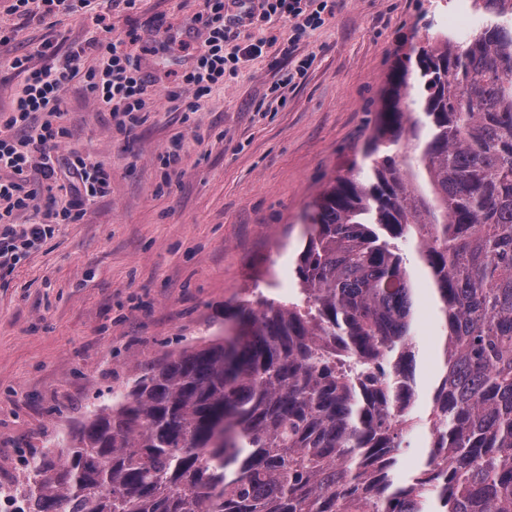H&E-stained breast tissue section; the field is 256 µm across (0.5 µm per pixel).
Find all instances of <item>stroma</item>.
I'll list each match as a JSON object with an SVG mask.
<instances>
[{
    "instance_id": "1",
    "label": "stroma",
    "mask_w": 512,
    "mask_h": 512,
    "mask_svg": "<svg viewBox=\"0 0 512 512\" xmlns=\"http://www.w3.org/2000/svg\"><path fill=\"white\" fill-rule=\"evenodd\" d=\"M11 5L0 0V32L11 36L0 44L5 59L27 54L41 66L32 51L44 40L64 52L94 29L90 11L43 20ZM203 9L202 0H138L134 11L108 12L113 38L137 31L134 52L156 87L132 133L97 107L82 78L62 96L59 162L76 151L104 164L110 190L0 275L1 488L33 486L31 458L66 443L142 365L224 335L241 305L293 296L308 216L361 158L398 56L471 14L467 0H337L334 15L300 40L275 23L277 46L187 112L168 94L193 66ZM286 43L293 49L284 55ZM306 57V74L269 103L268 88ZM176 140L180 170L167 177L158 157ZM412 269L418 398L405 472L426 443L441 368L433 284L421 264Z\"/></svg>"
}]
</instances>
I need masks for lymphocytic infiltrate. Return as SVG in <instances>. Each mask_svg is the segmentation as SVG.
Returning <instances> with one entry per match:
<instances>
[{"instance_id": "lymphocytic-infiltrate-1", "label": "lymphocytic infiltrate", "mask_w": 512, "mask_h": 512, "mask_svg": "<svg viewBox=\"0 0 512 512\" xmlns=\"http://www.w3.org/2000/svg\"><path fill=\"white\" fill-rule=\"evenodd\" d=\"M331 10L329 0H251L242 18L235 20L225 16L224 0H204V11L197 17L203 43L192 69L180 78L181 87L192 94L187 111H198L201 99L223 82L225 73L238 72L270 45L267 37L239 44V24L284 22L291 24L299 38L307 30L324 25V15ZM95 25L83 46L67 53H58L52 43H41L39 54L45 60L41 67H29L25 56L5 62L6 68L24 73L25 83L10 111L0 113V172L8 174L7 179H0V223L5 226L0 232V268L11 266L19 249L37 246L46 237L49 223H73L88 203L109 190L104 165L73 154L69 199L54 213L52 222L9 224L14 211H39L40 199L55 198L60 190L52 145L66 134L59 122V100L67 84L76 75H83L87 92L104 111L122 114L132 126L143 120L153 89L139 59L125 49L126 44L137 42L136 31H129L126 40L116 41L110 36L112 28L105 15H97ZM88 51L95 55L97 64L84 70L80 60Z\"/></svg>"}]
</instances>
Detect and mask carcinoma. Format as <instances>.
I'll use <instances>...</instances> for the list:
<instances>
[{
  "label": "carcinoma",
  "mask_w": 512,
  "mask_h": 512,
  "mask_svg": "<svg viewBox=\"0 0 512 512\" xmlns=\"http://www.w3.org/2000/svg\"><path fill=\"white\" fill-rule=\"evenodd\" d=\"M399 58L364 157L315 205L298 295L145 367L32 458L19 512H512V0ZM413 245L440 306L417 467Z\"/></svg>",
  "instance_id": "carcinoma-1"
}]
</instances>
